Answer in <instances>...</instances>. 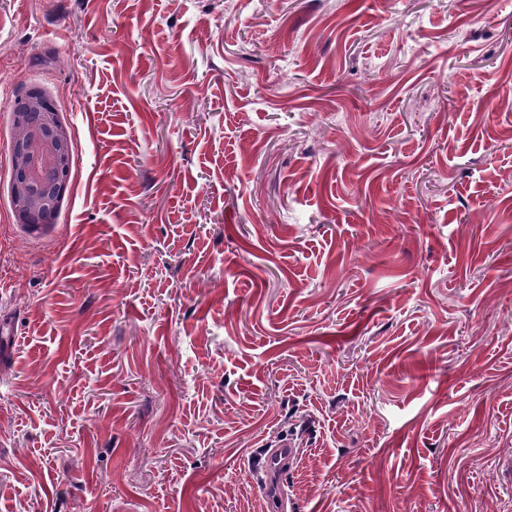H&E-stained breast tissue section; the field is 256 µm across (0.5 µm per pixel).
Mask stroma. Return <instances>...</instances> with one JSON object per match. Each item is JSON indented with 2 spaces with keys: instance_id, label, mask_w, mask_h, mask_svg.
<instances>
[{
  "instance_id": "stroma-1",
  "label": "stroma",
  "mask_w": 512,
  "mask_h": 512,
  "mask_svg": "<svg viewBox=\"0 0 512 512\" xmlns=\"http://www.w3.org/2000/svg\"><path fill=\"white\" fill-rule=\"evenodd\" d=\"M512 0H0V512L512 503ZM69 189L32 239L12 112ZM12 124V204L18 223L35 230L43 224H27L52 217L66 194L73 140L59 112L39 90L29 92L15 108ZM273 447L276 448L257 456L262 458L263 466L265 467L268 478L271 481L267 482L261 488L266 504L270 506V509L266 507L265 510H274L272 506L281 499L282 490L279 478L288 467V463L291 462L293 457L297 454L295 450V447H297L296 441H294L293 438H288L287 436L279 439L277 444ZM263 466L259 463L252 471L247 472V483L254 488L259 489L266 479Z\"/></svg>"
}]
</instances>
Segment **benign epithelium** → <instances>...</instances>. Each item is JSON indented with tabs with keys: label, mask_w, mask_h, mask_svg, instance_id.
Masks as SVG:
<instances>
[{
	"label": "benign epithelium",
	"mask_w": 512,
	"mask_h": 512,
	"mask_svg": "<svg viewBox=\"0 0 512 512\" xmlns=\"http://www.w3.org/2000/svg\"><path fill=\"white\" fill-rule=\"evenodd\" d=\"M12 124V204L18 223L34 224L60 208L68 189L73 140L59 112L39 90L29 92L15 108Z\"/></svg>",
	"instance_id": "obj_1"
}]
</instances>
